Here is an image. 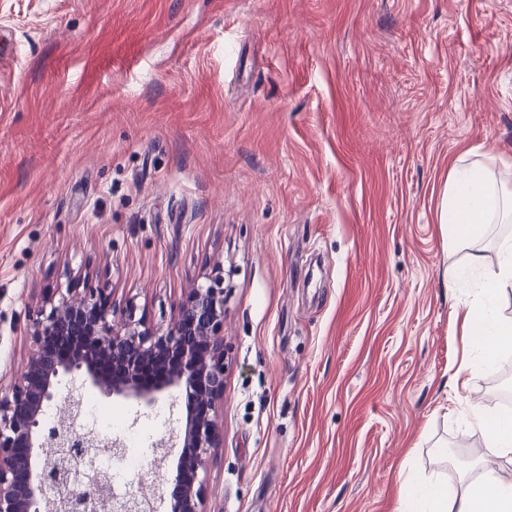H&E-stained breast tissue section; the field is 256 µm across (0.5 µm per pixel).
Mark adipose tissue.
<instances>
[{"label": "adipose tissue", "mask_w": 512, "mask_h": 512, "mask_svg": "<svg viewBox=\"0 0 512 512\" xmlns=\"http://www.w3.org/2000/svg\"><path fill=\"white\" fill-rule=\"evenodd\" d=\"M495 167L508 170L512 162L491 155L481 163L455 165L449 173L439 222L446 225L450 242L478 237L488 224L512 222V184L493 180ZM468 270L479 274L480 286L474 305L465 313L467 333L483 360L490 363L512 350V323L502 320L496 311L500 291L512 287V238L498 242L495 257L476 251L469 256L467 270L449 269V288H459ZM467 422L486 437L490 448L479 460L478 475L462 491L438 480L407 484L403 512H512V478L499 467L501 458L512 455V416L472 405Z\"/></svg>", "instance_id": "1"}]
</instances>
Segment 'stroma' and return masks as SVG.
I'll use <instances>...</instances> for the list:
<instances>
[{"mask_svg": "<svg viewBox=\"0 0 512 512\" xmlns=\"http://www.w3.org/2000/svg\"><path fill=\"white\" fill-rule=\"evenodd\" d=\"M0 26L1 386L54 289L164 328L220 275L203 512H401L405 476L474 477L464 413L502 410L512 353L478 363L477 281L446 273L512 223L452 244L438 211L459 159H512V0H0ZM100 404L143 434L127 491L170 494L184 403Z\"/></svg>", "mask_w": 512, "mask_h": 512, "instance_id": "stroma-1", "label": "stroma"}]
</instances>
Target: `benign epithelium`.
Instances as JSON below:
<instances>
[{
    "mask_svg": "<svg viewBox=\"0 0 512 512\" xmlns=\"http://www.w3.org/2000/svg\"><path fill=\"white\" fill-rule=\"evenodd\" d=\"M224 278L192 289L164 329L146 327L128 309L118 313L109 295L89 292L79 297L59 294L49 311L35 319V349L27 366L7 389L0 388V512H40L48 489L55 490L64 512H203L204 479L200 470L220 446L216 403L224 398ZM78 345L82 353L62 358L52 346ZM175 353L181 365L154 388L139 383V369L148 359ZM103 354L123 370L120 380L103 379L96 357ZM90 389L110 398L151 405L164 392L185 391L186 425L178 451L169 498L131 496L115 501L110 485L99 478L82 485L80 471L66 473L48 453L87 448L122 447L120 441H99L76 432L81 399ZM57 404L64 412L46 429L44 407Z\"/></svg>",
    "mask_w": 512,
    "mask_h": 512,
    "instance_id": "1",
    "label": "benign epithelium"
}]
</instances>
